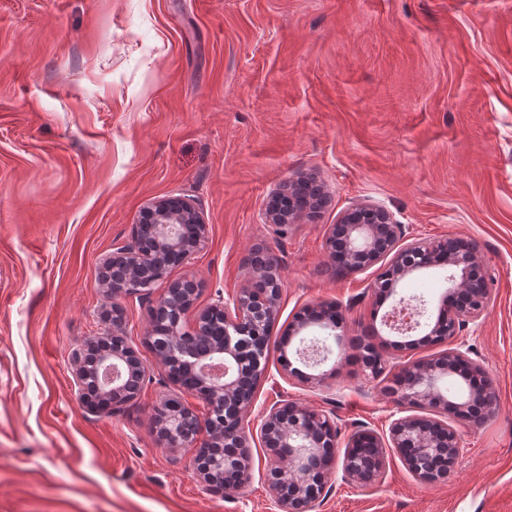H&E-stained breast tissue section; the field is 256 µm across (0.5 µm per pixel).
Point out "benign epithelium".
Segmentation results:
<instances>
[{
	"label": "benign epithelium",
	"instance_id": "obj_1",
	"mask_svg": "<svg viewBox=\"0 0 512 512\" xmlns=\"http://www.w3.org/2000/svg\"><path fill=\"white\" fill-rule=\"evenodd\" d=\"M306 195L307 204L295 209L292 195ZM325 183L316 175L292 178L271 193L263 212V223L285 226L298 224L319 212L328 202ZM208 224L202 213L182 197H161L142 208L133 228V244L112 252L106 267L112 277L102 284L114 296L148 300L155 286L166 279L167 267L188 261L205 244ZM404 225L386 206L354 201L330 225L326 239L331 260H340L342 271L359 273L377 267L370 285L375 298H394L392 312L383 320L390 331L406 335L419 328L415 323L401 327L393 311L405 306L397 287L409 276L427 270L448 271V289L442 295L434 322L425 339L453 340L469 324L480 319L491 302L487 267L475 247L460 237L433 243L411 242L404 246ZM253 276L228 303L218 296L210 305L195 310L198 283L186 278L167 287L153 306L156 314L167 315L172 325L167 339L152 344L159 363L169 368L174 354L196 373L197 384L178 389L206 400L209 412L200 419L183 400L173 395L157 407L160 440L168 448H194L196 437L206 430L208 439L193 458L196 473L226 494L241 491L249 480L250 431L244 420L251 411L256 387L265 376L268 325L279 316L281 296L280 259L261 246L253 249ZM195 312L193 325L185 328L184 318ZM214 315L224 318V337L213 341L206 324ZM341 314L324 305H306L288 325L282 346L288 347L302 331L318 326L334 331ZM74 378L79 399L97 411L118 409L140 394L147 370L137 351L107 348L93 340L74 351ZM282 374L300 382H318L322 376L305 373L293 366L287 354L281 356ZM387 369L384 353L366 367V376L379 380ZM399 372L408 379L389 384L385 393L402 409L427 408L428 415L409 414L394 419L388 438L371 430H357L347 440L341 461L344 478L372 484L385 467L386 449L395 451L409 469L426 483L445 479L453 471L460 453V435L455 424H472L494 409L492 381L479 363L458 348L437 358L407 362ZM455 374L468 385L465 396L448 399L440 382ZM454 410V423L439 418ZM334 422L323 413L296 402L281 401L261 412L260 436L268 450L269 476L281 512H308L321 495L326 480L335 472Z\"/></svg>",
	"mask_w": 512,
	"mask_h": 512
}]
</instances>
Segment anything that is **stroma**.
Segmentation results:
<instances>
[{"mask_svg": "<svg viewBox=\"0 0 512 512\" xmlns=\"http://www.w3.org/2000/svg\"><path fill=\"white\" fill-rule=\"evenodd\" d=\"M314 173L332 195L279 228L261 213ZM190 199L202 249L167 282L196 279L197 308L232 301L264 245L282 257L279 318L247 418L246 487L201 480L166 448L155 409L176 391L145 337L149 304L100 288L142 207ZM356 200L385 205L405 242L468 239L492 302L457 343L493 382L496 410L462 427L451 476L417 478L389 453L375 483L334 473L311 512H512V0H0V512H280L257 413L280 400L329 415L337 444L387 436L400 410L332 347L325 379H286L278 344L305 305L339 307L348 342L380 325L375 269L336 272L327 229ZM430 270L397 291L436 315ZM148 370L119 412L80 403L72 354L112 333Z\"/></svg>", "mask_w": 512, "mask_h": 512, "instance_id": "obj_1", "label": "stroma"}]
</instances>
